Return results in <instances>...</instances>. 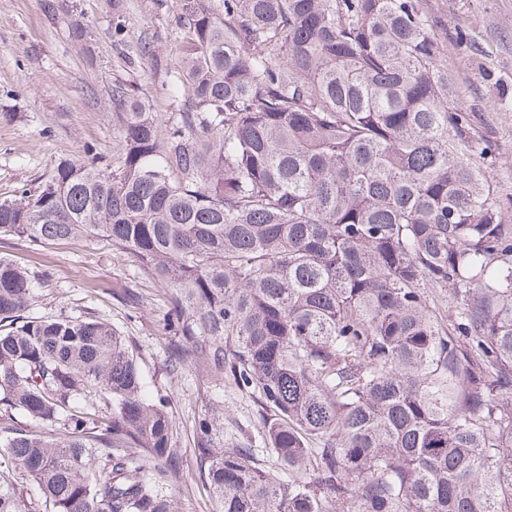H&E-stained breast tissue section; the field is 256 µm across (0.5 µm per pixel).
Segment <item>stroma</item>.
Listing matches in <instances>:
<instances>
[{
	"mask_svg": "<svg viewBox=\"0 0 512 512\" xmlns=\"http://www.w3.org/2000/svg\"><path fill=\"white\" fill-rule=\"evenodd\" d=\"M181 6L182 0H0V198L37 186L56 161L82 156L87 145L105 160L118 158L110 96L113 82L129 74L112 46L110 20L123 15L131 39L150 34L174 66L181 43L171 22ZM425 7L454 100L495 155L492 186L512 212V0H425ZM81 26L92 36L79 43L73 33ZM0 256L32 273L51 272L32 297L33 315L92 312L132 341L149 389L170 398L180 450L179 475L170 486L177 512H212L195 448L199 419L216 420L225 447L256 449L260 464L276 469L263 451L261 411L252 397L229 384L216 389L191 366L169 371L162 292L131 258L91 237L39 245L2 237Z\"/></svg>",
	"mask_w": 512,
	"mask_h": 512,
	"instance_id": "obj_1",
	"label": "stroma"
}]
</instances>
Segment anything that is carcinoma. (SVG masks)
I'll return each mask as SVG.
<instances>
[{
    "label": "carcinoma",
    "instance_id": "cac0c4a2",
    "mask_svg": "<svg viewBox=\"0 0 512 512\" xmlns=\"http://www.w3.org/2000/svg\"><path fill=\"white\" fill-rule=\"evenodd\" d=\"M422 2L184 0L178 111L117 80L119 160L0 198V237L133 257L170 372L259 404L276 474L198 421L216 512H512V218ZM49 277L0 257V512H175L168 396L108 319L32 315Z\"/></svg>",
    "mask_w": 512,
    "mask_h": 512
}]
</instances>
